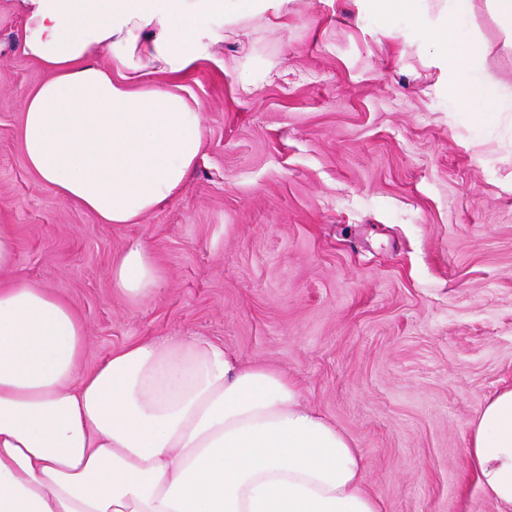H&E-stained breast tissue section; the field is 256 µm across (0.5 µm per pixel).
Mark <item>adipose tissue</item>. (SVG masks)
<instances>
[{"label":"adipose tissue","instance_id":"adipose-tissue-1","mask_svg":"<svg viewBox=\"0 0 512 512\" xmlns=\"http://www.w3.org/2000/svg\"><path fill=\"white\" fill-rule=\"evenodd\" d=\"M436 48L448 103L505 109V82L478 67L472 0H371ZM20 54L47 74L23 100L30 171L104 224L168 205L204 142L180 78L215 57L227 26L282 18L288 0H19ZM108 277L130 297L156 289L146 247ZM86 326L52 290L0 287V512H379L356 441L284 372L223 344L170 336L114 350L80 372ZM477 487L512 512V387L469 424Z\"/></svg>","mask_w":512,"mask_h":512}]
</instances>
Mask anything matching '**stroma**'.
I'll return each mask as SVG.
<instances>
[{
	"mask_svg": "<svg viewBox=\"0 0 512 512\" xmlns=\"http://www.w3.org/2000/svg\"><path fill=\"white\" fill-rule=\"evenodd\" d=\"M21 35L18 0H0V225L18 244L0 282L75 308L82 369L142 339L223 343L356 440L381 512H497L466 448L512 385V113L450 111L424 34L368 0H291L184 77L205 140L181 196L103 224L26 164L21 99L46 73ZM471 35L484 73H512L489 0ZM134 242L162 285L131 299L108 268Z\"/></svg>",
	"mask_w": 512,
	"mask_h": 512,
	"instance_id": "stroma-1",
	"label": "stroma"
}]
</instances>
